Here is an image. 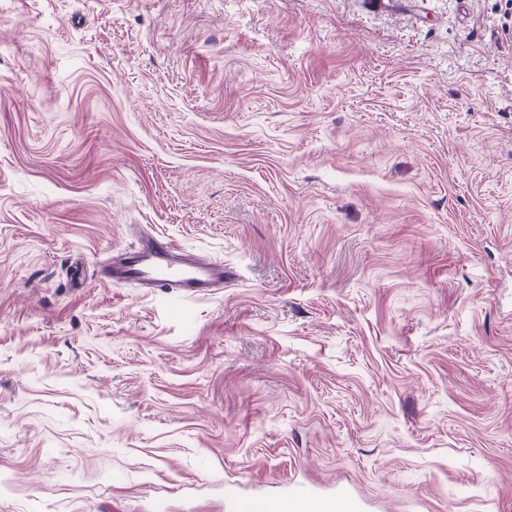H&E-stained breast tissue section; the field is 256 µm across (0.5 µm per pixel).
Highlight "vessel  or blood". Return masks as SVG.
Returning <instances> with one entry per match:
<instances>
[{"label": "vessel or blood", "mask_w": 512, "mask_h": 512, "mask_svg": "<svg viewBox=\"0 0 512 512\" xmlns=\"http://www.w3.org/2000/svg\"><path fill=\"white\" fill-rule=\"evenodd\" d=\"M102 277L115 286L136 285L183 296H210L224 288L223 261L185 251L171 239L146 235L138 244L114 256ZM229 512H365L362 500L348 490L326 495L300 486L276 499H234Z\"/></svg>", "instance_id": "b4317fda"}]
</instances>
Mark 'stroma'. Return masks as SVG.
Here are the masks:
<instances>
[{
  "mask_svg": "<svg viewBox=\"0 0 512 512\" xmlns=\"http://www.w3.org/2000/svg\"><path fill=\"white\" fill-rule=\"evenodd\" d=\"M391 2L0 0V512H512V0ZM102 278L113 286L134 284L183 296H210L224 289V262L185 251L171 239L145 235L113 257ZM227 511L244 512H365L362 500L346 489L326 495L315 488L300 486L277 499H232Z\"/></svg>",
  "mask_w": 512,
  "mask_h": 512,
  "instance_id": "35a3bbf8",
  "label": "stroma"
}]
</instances>
